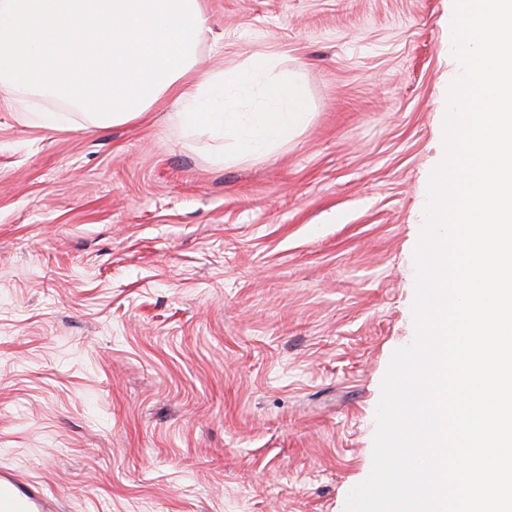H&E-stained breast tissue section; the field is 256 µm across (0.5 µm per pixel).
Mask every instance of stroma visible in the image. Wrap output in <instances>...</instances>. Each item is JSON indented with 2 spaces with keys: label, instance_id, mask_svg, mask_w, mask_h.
Segmentation results:
<instances>
[{
  "label": "stroma",
  "instance_id": "35a3bbf8",
  "mask_svg": "<svg viewBox=\"0 0 512 512\" xmlns=\"http://www.w3.org/2000/svg\"><path fill=\"white\" fill-rule=\"evenodd\" d=\"M205 7L201 72L271 56L306 86L273 152L0 100V467L62 512H345L414 339L453 0Z\"/></svg>",
  "mask_w": 512,
  "mask_h": 512
}]
</instances>
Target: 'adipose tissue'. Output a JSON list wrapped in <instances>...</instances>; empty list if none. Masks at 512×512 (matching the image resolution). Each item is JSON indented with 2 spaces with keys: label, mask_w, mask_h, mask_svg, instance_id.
Segmentation results:
<instances>
[{
  "label": "adipose tissue",
  "mask_w": 512,
  "mask_h": 512,
  "mask_svg": "<svg viewBox=\"0 0 512 512\" xmlns=\"http://www.w3.org/2000/svg\"><path fill=\"white\" fill-rule=\"evenodd\" d=\"M203 0H0V89L65 104L27 118L47 130L142 119L162 101L183 137L216 141V163L290 141L310 121L300 78L268 57L198 74Z\"/></svg>",
  "instance_id": "obj_1"
}]
</instances>
